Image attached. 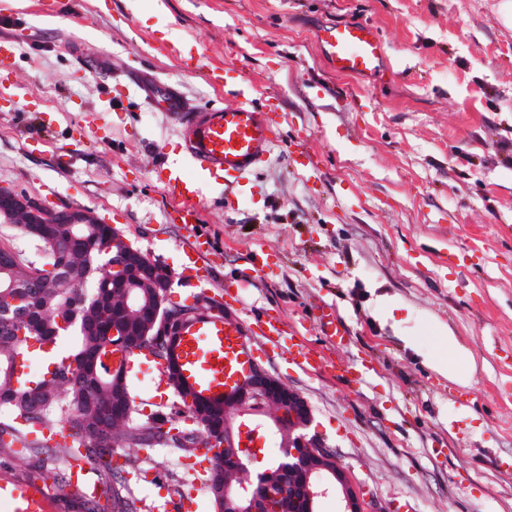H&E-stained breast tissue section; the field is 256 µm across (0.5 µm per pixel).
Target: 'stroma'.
I'll list each match as a JSON object with an SVG mask.
<instances>
[{"label": "stroma", "mask_w": 512, "mask_h": 512, "mask_svg": "<svg viewBox=\"0 0 512 512\" xmlns=\"http://www.w3.org/2000/svg\"><path fill=\"white\" fill-rule=\"evenodd\" d=\"M357 20L384 42L374 79L336 72L314 39ZM166 28L201 70L165 53ZM2 43L1 183L94 210L169 272L168 304L204 294L239 323L279 316L298 350L340 362L323 375L253 347L381 512H512V0H0ZM216 63L226 85L207 77ZM132 76L193 106L231 101L230 85L246 83L276 111L278 146L238 210L207 178L201 223L172 222L164 170L195 171L165 113L116 94ZM300 139L311 167L289 157ZM258 250L269 266L228 297ZM325 304L348 331L343 346L316 318ZM451 336L471 356L463 385L433 364ZM130 392L141 423L174 401L152 362ZM189 462L174 443L116 448L96 512H112L115 480L141 512H174ZM2 470L55 485V512H80L67 480L35 470L22 448L0 455Z\"/></svg>", "instance_id": "1"}]
</instances>
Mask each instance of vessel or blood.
I'll return each mask as SVG.
<instances>
[{
	"mask_svg": "<svg viewBox=\"0 0 512 512\" xmlns=\"http://www.w3.org/2000/svg\"><path fill=\"white\" fill-rule=\"evenodd\" d=\"M314 38L336 72L371 78L382 69L384 45L368 24L331 23L317 29ZM141 90L153 108L167 113L176 123L178 147L183 155L201 172L223 177L224 203L235 208L249 176L277 144L269 108L257 104L248 87L238 90L235 104L199 108L189 107L167 86L145 84ZM165 189L180 223H200L195 181L172 172L167 176ZM318 319L332 343L346 344L347 332L337 320L333 306H322ZM257 328L256 336L252 337L242 325L202 312L198 321L184 331L180 343L182 358L194 383L212 394H223L230 376L229 364L237 362L239 356L250 355V343L284 350L286 341L277 318L267 317L258 322ZM53 502L54 491L49 485L24 482L6 474L0 476V512H51Z\"/></svg>",
	"mask_w": 512,
	"mask_h": 512,
	"instance_id": "obj_1",
	"label": "vessel or blood"
}]
</instances>
